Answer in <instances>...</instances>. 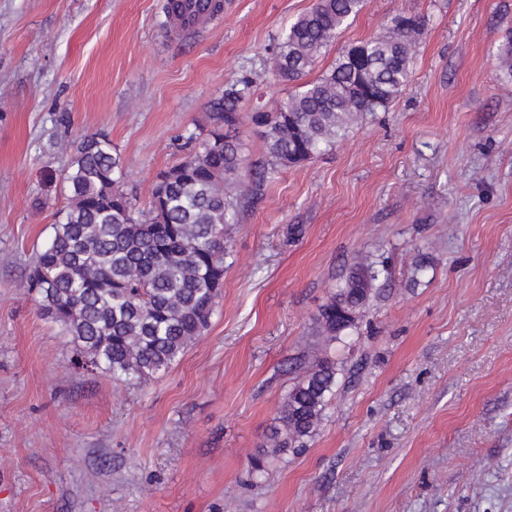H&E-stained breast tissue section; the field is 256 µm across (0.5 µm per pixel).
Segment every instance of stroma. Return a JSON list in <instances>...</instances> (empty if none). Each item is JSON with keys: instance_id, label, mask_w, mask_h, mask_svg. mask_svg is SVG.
Here are the masks:
<instances>
[{"instance_id": "obj_1", "label": "stroma", "mask_w": 512, "mask_h": 512, "mask_svg": "<svg viewBox=\"0 0 512 512\" xmlns=\"http://www.w3.org/2000/svg\"><path fill=\"white\" fill-rule=\"evenodd\" d=\"M165 3L0 0V512H512V0H367L305 78L416 14L409 86L242 195L207 331L128 383L73 367L28 287L65 204L58 145L107 133L147 205L229 84L247 110L293 92L272 49L314 0H224L181 43ZM365 261L388 272L317 431L268 452L294 363L325 353L321 306Z\"/></svg>"}]
</instances>
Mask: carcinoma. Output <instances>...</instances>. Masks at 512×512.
I'll return each instance as SVG.
<instances>
[{"instance_id": "1", "label": "carcinoma", "mask_w": 512, "mask_h": 512, "mask_svg": "<svg viewBox=\"0 0 512 512\" xmlns=\"http://www.w3.org/2000/svg\"><path fill=\"white\" fill-rule=\"evenodd\" d=\"M365 0H317L274 47L273 70L297 83L274 112L257 104L266 161L246 165L242 91L231 86L211 105L213 128L186 137L189 155L161 171L148 209L124 189V164L104 132L73 143L66 205L37 252L28 287L40 313L58 323L91 371L116 380H143L168 369L203 335L224 282V236L237 220L236 188L261 185L276 168L299 164L331 148L360 119L385 109L409 84L416 38L424 20L359 42L363 60L344 50L332 69L301 82L306 69ZM384 265L352 270L319 314L326 346L341 343L362 313ZM337 362L317 361L296 378L272 432L274 451L304 447L322 420L336 386Z\"/></svg>"}]
</instances>
